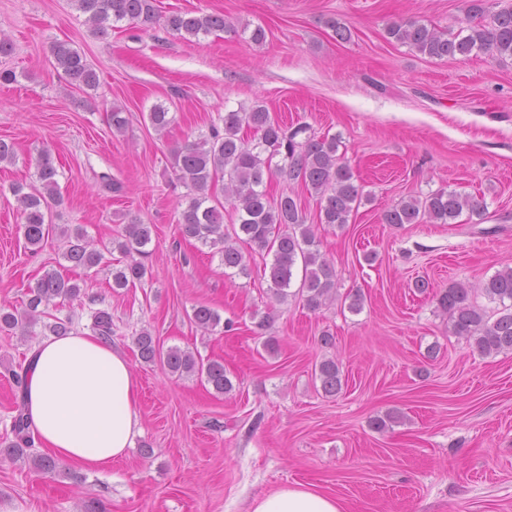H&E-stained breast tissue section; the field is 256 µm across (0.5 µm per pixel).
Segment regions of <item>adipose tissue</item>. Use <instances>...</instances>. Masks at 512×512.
I'll use <instances>...</instances> for the list:
<instances>
[{"instance_id": "adipose-tissue-1", "label": "adipose tissue", "mask_w": 512, "mask_h": 512, "mask_svg": "<svg viewBox=\"0 0 512 512\" xmlns=\"http://www.w3.org/2000/svg\"><path fill=\"white\" fill-rule=\"evenodd\" d=\"M25 402L43 449L81 469L125 457L141 431L138 382L124 352L90 332L40 342L29 357ZM251 512H345L336 496L296 483L254 501Z\"/></svg>"}]
</instances>
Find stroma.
<instances>
[{
	"label": "stroma",
	"mask_w": 512,
	"mask_h": 512,
	"mask_svg": "<svg viewBox=\"0 0 512 512\" xmlns=\"http://www.w3.org/2000/svg\"><path fill=\"white\" fill-rule=\"evenodd\" d=\"M155 24L121 23L90 32L70 0H0V36L13 45L0 70V139L16 160L0 164V308L23 309L30 285L55 270L79 283V299L49 306L38 324L0 328V448L14 439L20 393L5 369H22L70 319L92 330L112 316V344L139 381L141 432L108 470L42 474L30 460L0 464V512H251L254 500L305 483L335 495L345 512H512V354L480 357L452 336L434 293L454 283L479 287L512 265V59L482 54L432 59L389 39L388 23L412 18L444 31L462 0H156ZM219 13L233 30L185 40L162 20L174 13ZM339 21L350 40L337 38ZM262 26L257 45L243 27ZM71 42L93 66V89L68 87L51 46ZM166 105L174 123L156 132L145 116ZM264 105L287 130L305 124L340 139L367 197L349 224L318 221L317 197L289 190L335 267L338 292L361 290L360 313L340 303L318 311L289 298L276 307L269 354L250 317L263 308V260L250 277L225 274L218 258L182 237L178 202L186 192L167 157L175 144L225 113ZM129 119L112 130L113 106ZM49 148L64 203L56 224L83 228L94 246L112 242L136 219L152 228L145 280L112 286V270L72 267L60 238L26 249L11 184L34 179ZM123 185L108 191V181ZM483 197L482 223H383L401 199L438 189ZM375 254L366 263V254ZM423 281L427 292L415 284ZM206 305L232 331L202 332L192 307ZM149 330L164 346L223 362L233 389L215 393L197 376L145 364L133 343ZM333 336L322 345L323 332ZM339 363L347 383L336 396L317 390L320 361ZM397 410L400 423L374 431L373 417Z\"/></svg>",
	"instance_id": "1"
}]
</instances>
